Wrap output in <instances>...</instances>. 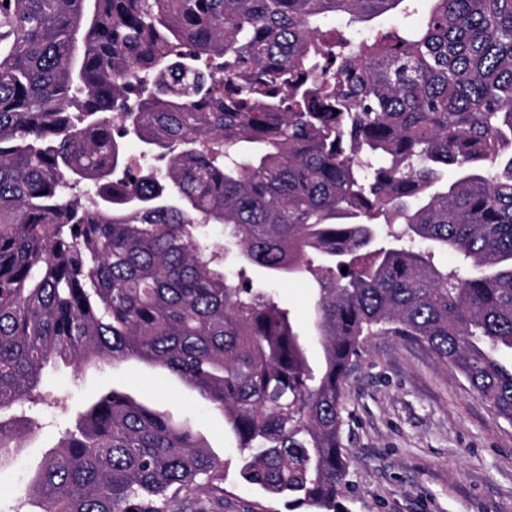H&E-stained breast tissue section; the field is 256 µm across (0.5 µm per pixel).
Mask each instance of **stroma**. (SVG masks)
I'll use <instances>...</instances> for the list:
<instances>
[{
  "label": "stroma",
  "mask_w": 512,
  "mask_h": 512,
  "mask_svg": "<svg viewBox=\"0 0 512 512\" xmlns=\"http://www.w3.org/2000/svg\"><path fill=\"white\" fill-rule=\"evenodd\" d=\"M316 288L310 278L272 287L308 336L315 370L322 364L312 337ZM49 379L63 402L46 410L39 438L0 474V512H12L25 475L41 462L46 447L87 400L109 386L173 420H190L224 462V512H305L240 480V450L222 415L175 376L130 362L79 373L66 368ZM343 419L349 512H512V424L498 418L426 346L402 336L369 337L347 379Z\"/></svg>",
  "instance_id": "obj_1"
}]
</instances>
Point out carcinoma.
<instances>
[{"instance_id": "obj_1", "label": "carcinoma", "mask_w": 512, "mask_h": 512, "mask_svg": "<svg viewBox=\"0 0 512 512\" xmlns=\"http://www.w3.org/2000/svg\"><path fill=\"white\" fill-rule=\"evenodd\" d=\"M307 273L318 374L269 289ZM376 332L512 423V0H0V472L48 366L138 361L223 414L245 482L347 512ZM223 482L189 423L110 387L12 512L221 510Z\"/></svg>"}]
</instances>
